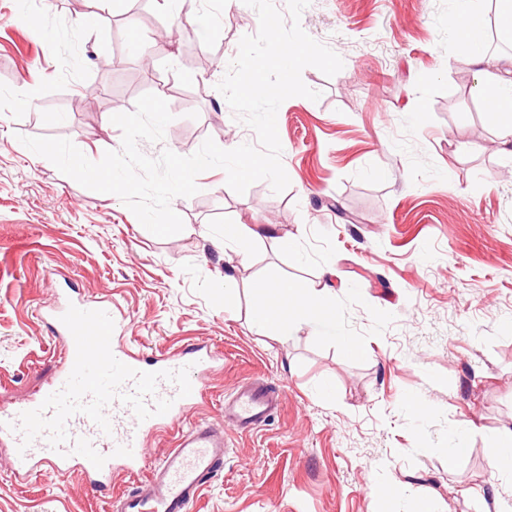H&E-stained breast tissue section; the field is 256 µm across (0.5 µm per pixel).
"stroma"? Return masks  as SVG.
<instances>
[{
	"label": "stroma",
	"instance_id": "35a3bbf8",
	"mask_svg": "<svg viewBox=\"0 0 512 512\" xmlns=\"http://www.w3.org/2000/svg\"><path fill=\"white\" fill-rule=\"evenodd\" d=\"M209 32L174 25L157 0H111L78 26L89 0H0V404L55 377L59 346L46 311L58 289L127 315L124 342L143 362L208 344L219 358L207 402L187 418L224 421L242 378L276 389L277 414L232 452L191 512H512V475L493 474V437L512 431V159L456 50L454 0H311L303 30L341 56L277 112L288 189L236 194L226 173L177 197L180 233L146 230L114 195L89 190L27 149L25 136L70 139L91 161L121 147L114 114L139 96L163 98L164 139L188 156L205 141L256 143L216 85L239 40L259 27L242 0H186ZM489 71L512 46L497 41L495 0H474ZM162 42L152 68L131 31ZM117 55L103 70L100 61ZM275 225L299 236L291 253L254 238L247 261L215 242L225 226ZM327 289L333 326L316 319L287 340L253 320L259 282ZM469 451L448 464L453 432ZM140 477L115 469L97 495L76 471L14 475L0 446V512H108ZM407 491L386 504L379 481Z\"/></svg>",
	"mask_w": 512,
	"mask_h": 512
}]
</instances>
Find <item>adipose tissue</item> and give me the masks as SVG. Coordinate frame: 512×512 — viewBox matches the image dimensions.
Here are the masks:
<instances>
[{
    "label": "adipose tissue",
    "mask_w": 512,
    "mask_h": 512,
    "mask_svg": "<svg viewBox=\"0 0 512 512\" xmlns=\"http://www.w3.org/2000/svg\"><path fill=\"white\" fill-rule=\"evenodd\" d=\"M471 0H458L461 14L468 20L457 41L459 50L474 68L475 89L485 100L492 118L502 129L505 143H512V78L503 79L488 74L482 67L484 61L482 25L479 19L469 17ZM266 304L254 313V321L269 336L281 340L292 335L298 317L317 314L329 308L326 293L304 294L288 281L281 280L263 286Z\"/></svg>",
    "instance_id": "obj_1"
}]
</instances>
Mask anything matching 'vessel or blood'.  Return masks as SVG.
I'll return each mask as SVG.
<instances>
[{"label":"vessel or blood","instance_id":"vessel-or-blood-1","mask_svg":"<svg viewBox=\"0 0 512 512\" xmlns=\"http://www.w3.org/2000/svg\"><path fill=\"white\" fill-rule=\"evenodd\" d=\"M60 371L30 398L0 405V444L14 470L28 476L50 467L75 470L99 491L115 465L145 470L146 480L111 501L110 512H190L230 452L227 429L251 432L266 425L279 400L250 380L224 404V422L184 423L202 400L212 357L204 348L146 365L117 342L107 307L54 305ZM177 427L173 448L146 463L149 434Z\"/></svg>","mask_w":512,"mask_h":512}]
</instances>
